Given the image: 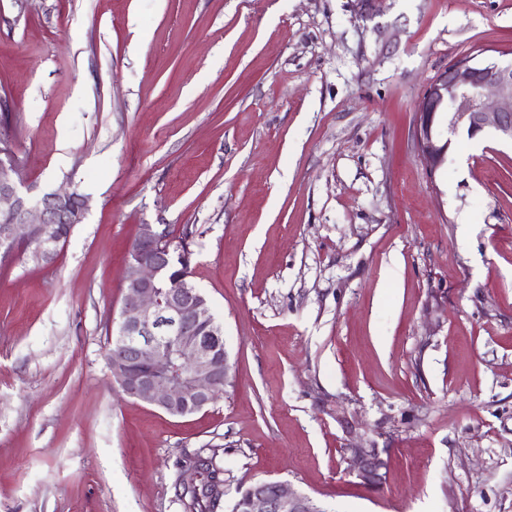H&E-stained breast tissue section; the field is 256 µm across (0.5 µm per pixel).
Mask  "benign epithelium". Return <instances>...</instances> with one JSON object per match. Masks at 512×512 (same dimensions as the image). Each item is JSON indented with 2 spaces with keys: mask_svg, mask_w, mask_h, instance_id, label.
<instances>
[{
  "mask_svg": "<svg viewBox=\"0 0 512 512\" xmlns=\"http://www.w3.org/2000/svg\"><path fill=\"white\" fill-rule=\"evenodd\" d=\"M493 96L497 104L488 103ZM415 139L430 170L441 163L444 130L464 128L471 135L491 131L512 143V62H476L465 57L448 66L426 87L417 105ZM14 161L0 160V259L8 260L46 224H78L86 202L74 193H50L34 199L15 179ZM153 224L139 228L135 260L124 273L123 301L110 366L123 393L180 417L200 410L218 396L229 362L216 355L222 329L216 327L202 292L184 275L162 288L172 254ZM58 240L45 239L31 251L32 261L54 259ZM353 469L367 484L380 480L378 449L359 442L350 448ZM247 512H318L312 500L280 482L256 481Z\"/></svg>",
  "mask_w": 512,
  "mask_h": 512,
  "instance_id": "obj_1",
  "label": "benign epithelium"
}]
</instances>
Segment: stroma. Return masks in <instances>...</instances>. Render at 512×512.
I'll list each match as a JSON object with an SVG mask.
<instances>
[{"label":"stroma","mask_w":512,"mask_h":512,"mask_svg":"<svg viewBox=\"0 0 512 512\" xmlns=\"http://www.w3.org/2000/svg\"><path fill=\"white\" fill-rule=\"evenodd\" d=\"M512 54V0H0V138L87 201L0 264V512H186L182 465L323 512H512V144L429 169L426 86ZM192 225L223 394L172 417L108 360L132 241ZM379 449V485L349 448Z\"/></svg>","instance_id":"obj_1"}]
</instances>
